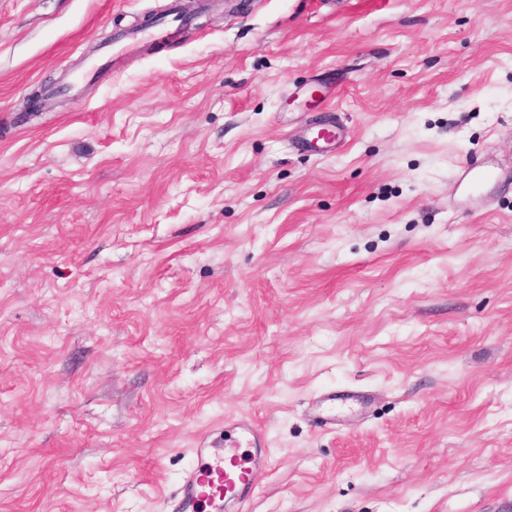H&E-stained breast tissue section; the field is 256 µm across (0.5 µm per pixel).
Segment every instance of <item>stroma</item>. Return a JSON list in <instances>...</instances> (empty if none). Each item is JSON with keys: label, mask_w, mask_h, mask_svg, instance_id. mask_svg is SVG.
I'll list each match as a JSON object with an SVG mask.
<instances>
[{"label": "stroma", "mask_w": 512, "mask_h": 512, "mask_svg": "<svg viewBox=\"0 0 512 512\" xmlns=\"http://www.w3.org/2000/svg\"><path fill=\"white\" fill-rule=\"evenodd\" d=\"M173 2L0 0V512H512V0ZM237 437L233 448H192L197 463L181 480L174 499L176 512L243 511L257 485L259 475L268 466L267 438L250 419L235 424ZM252 448L250 466H243L236 448ZM227 461V465L225 464Z\"/></svg>", "instance_id": "obj_1"}]
</instances>
